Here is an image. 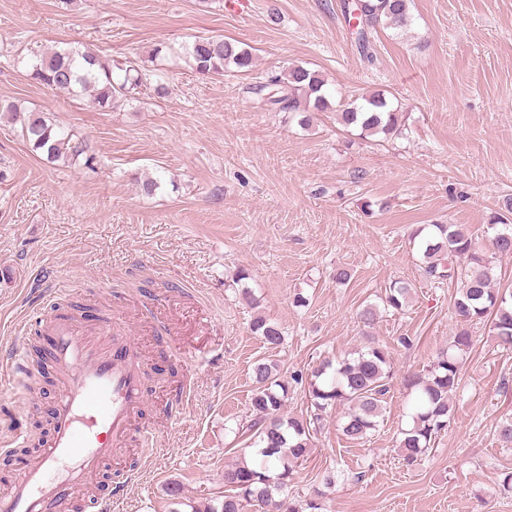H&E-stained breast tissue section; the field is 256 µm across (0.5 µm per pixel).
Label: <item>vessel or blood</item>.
I'll return each instance as SVG.
<instances>
[{
	"label": "vessel or blood",
	"instance_id": "obj_1",
	"mask_svg": "<svg viewBox=\"0 0 512 512\" xmlns=\"http://www.w3.org/2000/svg\"><path fill=\"white\" fill-rule=\"evenodd\" d=\"M49 339L48 358L58 374L49 434L0 490V512H74L79 503L85 512H112L111 497L88 490L123 454L147 402L146 357L117 319L90 332L77 318L55 314ZM0 365L19 379L34 370L23 349L0 354ZM56 468L61 476H53Z\"/></svg>",
	"mask_w": 512,
	"mask_h": 512
}]
</instances>
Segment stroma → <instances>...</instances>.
Segmentation results:
<instances>
[{
    "label": "stroma",
    "mask_w": 512,
    "mask_h": 512,
    "mask_svg": "<svg viewBox=\"0 0 512 512\" xmlns=\"http://www.w3.org/2000/svg\"><path fill=\"white\" fill-rule=\"evenodd\" d=\"M412 14L405 35L374 34L367 60L342 0H0V350L47 349L31 306L45 286L70 290L63 310L89 331L120 308L146 340L154 393L138 427L156 453L115 512L220 506L225 466L255 453L238 431L254 362L287 379L370 336L393 358L384 421L353 444L342 409L330 411L289 498H317L321 512H512L499 489L512 444L498 435L512 418V349L488 326L474 333L448 430L413 463L398 449L410 423L403 378L424 372L456 327L453 284L422 277L409 234L455 224L488 248L512 197V0H413ZM200 37L252 47L253 73H196L188 50ZM78 44L158 80L100 109L29 79L43 55ZM292 64L346 97L384 92L407 114L403 134L362 139L329 112L304 129L264 110L247 86ZM30 111L83 140L94 167L33 151L21 137ZM145 177L160 181L153 196L139 190ZM241 268L257 307L233 282ZM339 268L346 284L332 279ZM399 280L413 286L409 305L381 309ZM369 304L380 312L367 329L358 314ZM259 315L280 326L278 348L252 334ZM162 327L171 344L154 342ZM181 380L191 403L170 420L167 393ZM53 397V383L0 373V442L15 416L46 433Z\"/></svg>",
    "instance_id": "35a3bbf8"
}]
</instances>
